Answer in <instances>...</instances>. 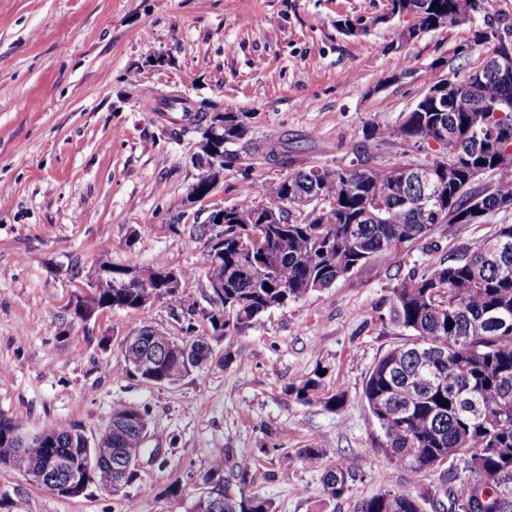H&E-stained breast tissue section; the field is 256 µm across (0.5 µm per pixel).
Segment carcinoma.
<instances>
[{
  "label": "carcinoma",
  "mask_w": 512,
  "mask_h": 512,
  "mask_svg": "<svg viewBox=\"0 0 512 512\" xmlns=\"http://www.w3.org/2000/svg\"><path fill=\"white\" fill-rule=\"evenodd\" d=\"M486 0H392V11L413 8L415 28L435 30L443 20L483 15V22L501 25L485 14ZM443 87L444 104L421 103L391 127H373L367 140L417 143L440 127L450 130L440 143L441 168L460 153L453 173L440 175L442 206L423 211L416 205L420 188L407 185L402 195L391 192L396 169L390 166L365 172L324 169L313 184L305 170H297L260 189V202L244 199L224 210V255L206 259L205 277L224 281V322H210L214 330L232 336L262 313L283 301L296 302L315 290L361 271L373 259L426 238L438 224H476L499 212L498 202L512 199V167L497 166L500 151L512 148V112L503 117L488 113L486 129L476 135L470 122L474 100L494 104L512 99V80L489 79L477 87L468 78L431 80ZM495 177L491 190L471 188L470 169ZM314 197L304 210L283 224H266L259 242L251 233L263 219L283 215L297 195ZM98 266L112 275L96 282L98 299L118 309L147 311L136 288H122L128 271L106 260ZM169 307L188 321L194 332L197 303L190 294L168 298ZM392 321L408 338L387 350L366 377L362 397L383 432V448L390 460L414 473L441 469L440 491L433 497L436 512H512V224H498L490 235L472 239L453 257L424 272L412 271L391 288ZM136 345L123 357L132 366L147 355L155 359L157 377L180 381L197 369L193 359L180 360L167 351L169 336L151 327L134 336ZM321 375L307 377L288 392L304 403L316 396ZM483 408L479 419L469 416L466 404ZM116 430L102 435L87 450L98 461L89 477L104 486L114 480L132 451L143 447L139 423L150 422L145 406L118 404L112 409ZM48 445L19 452L15 440L0 431V466L20 472L40 459L60 457L82 463V433L54 425L42 428ZM221 463L210 478L224 491V507L217 512H270L271 503L244 491L232 492L221 478L226 466L248 474L251 463L231 462L219 448ZM299 459L323 467L322 482L330 499H339L360 473V456L339 457L323 466L318 447L284 452L283 463ZM466 461L471 476L462 478L455 460ZM426 498L386 490L355 507V512H425Z\"/></svg>",
  "instance_id": "1"
}]
</instances>
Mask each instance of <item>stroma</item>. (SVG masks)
<instances>
[{
    "mask_svg": "<svg viewBox=\"0 0 512 512\" xmlns=\"http://www.w3.org/2000/svg\"><path fill=\"white\" fill-rule=\"evenodd\" d=\"M347 19L371 27L347 35ZM411 22L391 0H0V417L26 432L57 425L91 438L116 404L145 406L146 445L162 451L115 496L91 485L62 497L0 467V512H192L217 448L251 460L247 480L224 477L274 512H353L388 489L433 498L438 472H411L384 453L363 384L404 338L389 319L396 276L512 224V211L437 225L233 336L203 317L212 301L196 232L215 205L291 170L438 159L431 143L353 151L426 93L433 65L458 80L487 54L461 23L399 44ZM169 94L236 113L247 127L206 196L191 195L204 174L199 133L157 109ZM102 254L117 268L162 260L186 272L196 332L212 348L207 366L170 385L127 375L125 336L148 325L182 338L185 327L162 301L145 313L76 316ZM318 369L324 394L345 393L343 409L289 395ZM310 446L328 465L360 455L342 498L326 496L321 469L283 466V450Z\"/></svg>",
    "mask_w": 512,
    "mask_h": 512,
    "instance_id": "1",
    "label": "stroma"
}]
</instances>
